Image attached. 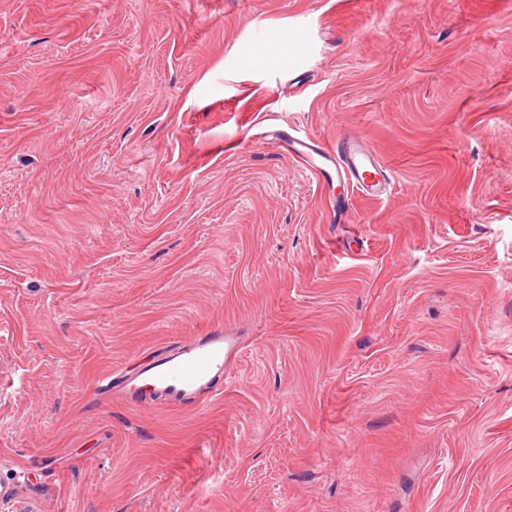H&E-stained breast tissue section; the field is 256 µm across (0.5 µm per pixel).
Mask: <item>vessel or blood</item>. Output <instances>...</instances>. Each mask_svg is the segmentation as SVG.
<instances>
[{
    "mask_svg": "<svg viewBox=\"0 0 512 512\" xmlns=\"http://www.w3.org/2000/svg\"><path fill=\"white\" fill-rule=\"evenodd\" d=\"M277 137L289 155L308 165L319 184L334 178L371 198L385 194L390 181L388 167L360 138L346 136L326 146L286 130L278 131ZM240 348V337L208 329L160 354L135 361L106 379L102 389L134 409L199 410L223 393Z\"/></svg>",
    "mask_w": 512,
    "mask_h": 512,
    "instance_id": "b4317fda",
    "label": "vessel or blood"
}]
</instances>
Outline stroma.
Here are the masks:
<instances>
[{"label":"stroma","mask_w":512,"mask_h":512,"mask_svg":"<svg viewBox=\"0 0 512 512\" xmlns=\"http://www.w3.org/2000/svg\"><path fill=\"white\" fill-rule=\"evenodd\" d=\"M0 512H512V0H0ZM276 138L286 144L289 155L308 165L320 185L334 173L340 183L351 184L365 196L380 198L386 193L388 166L360 138L346 136L332 146L287 130H278ZM240 348V336L208 329L158 355L135 361L114 378L103 380L100 388L134 409L199 410L223 394L224 380Z\"/></svg>","instance_id":"stroma-1"}]
</instances>
